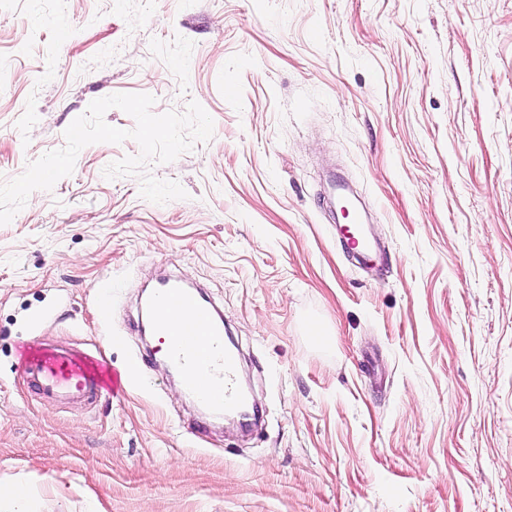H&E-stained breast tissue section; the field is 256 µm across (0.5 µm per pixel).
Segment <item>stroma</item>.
<instances>
[{"mask_svg": "<svg viewBox=\"0 0 512 512\" xmlns=\"http://www.w3.org/2000/svg\"><path fill=\"white\" fill-rule=\"evenodd\" d=\"M114 93L197 101L214 136L149 167L187 199L105 178L139 146L96 143L0 225V487L24 512H512V0H0V182ZM331 174L376 269L336 241ZM162 273L223 315L258 428L188 403L142 335ZM45 348L122 391L41 398L19 363Z\"/></svg>", "mask_w": 512, "mask_h": 512, "instance_id": "obj_1", "label": "stroma"}]
</instances>
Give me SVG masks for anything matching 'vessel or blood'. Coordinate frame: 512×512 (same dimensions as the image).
<instances>
[{
    "label": "vessel or blood",
    "mask_w": 512,
    "mask_h": 512,
    "mask_svg": "<svg viewBox=\"0 0 512 512\" xmlns=\"http://www.w3.org/2000/svg\"><path fill=\"white\" fill-rule=\"evenodd\" d=\"M355 234L343 238L341 246L354 253L361 266L376 256L372 239L361 216H353ZM150 329L167 336L168 361L184 373L188 395L215 414L234 413L246 406L237 384V355L226 345L224 323L196 289L182 280L159 282L148 300ZM21 371L27 382L47 398L88 401L103 390L104 383L84 353L51 349L25 360Z\"/></svg>",
    "instance_id": "b4317fda"
}]
</instances>
